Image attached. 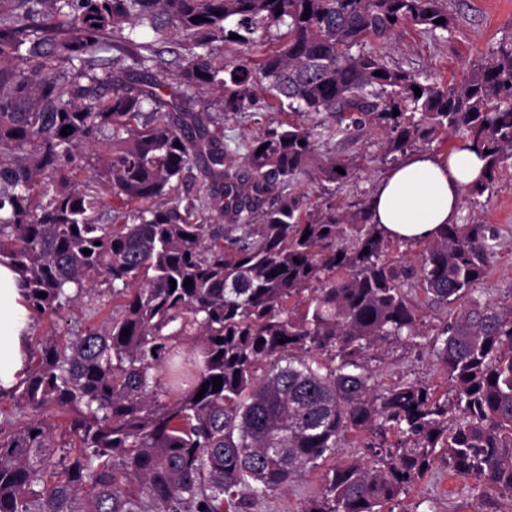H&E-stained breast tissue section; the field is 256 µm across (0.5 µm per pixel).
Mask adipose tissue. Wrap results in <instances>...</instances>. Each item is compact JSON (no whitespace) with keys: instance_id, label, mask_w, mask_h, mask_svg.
<instances>
[{"instance_id":"ef3b65f1","label":"adipose tissue","mask_w":512,"mask_h":512,"mask_svg":"<svg viewBox=\"0 0 512 512\" xmlns=\"http://www.w3.org/2000/svg\"><path fill=\"white\" fill-rule=\"evenodd\" d=\"M485 161L468 142L436 157L417 152L393 167L380 181L369 205L373 223L395 240L424 242L444 224L460 223L464 190L484 177ZM21 275L0 264V387L23 377L32 336V315Z\"/></svg>"}]
</instances>
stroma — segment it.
<instances>
[{"label": "stroma", "instance_id": "35a3bbf8", "mask_svg": "<svg viewBox=\"0 0 512 512\" xmlns=\"http://www.w3.org/2000/svg\"><path fill=\"white\" fill-rule=\"evenodd\" d=\"M454 25L445 37L418 32L412 25L401 26L383 42H372L391 67L410 70L421 76L451 83L461 80L483 63L504 38L512 36V0H447ZM269 97L257 90L256 102L248 110L225 118L224 140L235 158H242L247 143L260 135L292 122L317 132V159L349 158L354 162L350 178L343 185L315 180L312 173L297 174L284 185L287 193L308 195L311 203H335L350 210L369 200L384 174L394 165L387 156L383 130L374 123L337 133L339 117L330 112H282L269 108ZM463 221L467 224H491L498 230L497 246L489 260L486 277L476 285L477 291L491 301L512 303V168L500 174L489 197L480 206L463 203ZM424 249L417 242H391L390 252L404 258L409 274L404 289L416 305L427 333L445 323L448 313L430 304L422 288L419 257ZM112 310L110 293L82 299L56 314L33 318L32 335L42 339L48 333L71 337L87 325H104ZM382 385L400 380H421L437 392L448 387V376L437 361L430 344L396 343L381 360L369 361ZM322 468L309 469L287 491L259 500L251 512H304L318 499L322 489ZM488 495L479 493L470 478L449 479L448 469L435 462L429 472L403 496L390 503L391 512H505L506 501L490 508Z\"/></svg>", "mask_w": 512, "mask_h": 512}]
</instances>
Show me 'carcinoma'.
I'll return each mask as SVG.
<instances>
[{
  "mask_svg": "<svg viewBox=\"0 0 512 512\" xmlns=\"http://www.w3.org/2000/svg\"><path fill=\"white\" fill-rule=\"evenodd\" d=\"M404 24L442 36L453 22L446 0H0V263L34 315L101 285L113 301L105 328L39 340L0 391L31 413L0 428V512H250L352 431L365 452L325 471L307 512H384L437 459L512 503V304L474 288L495 230L445 224L425 242L422 286L452 312L428 338L369 203L277 192L310 166L342 184L349 161L317 159L316 133L288 123L237 165L222 121L189 110L208 88L242 112L262 83L279 110L341 113L338 134L382 122L390 153L459 137L484 152L466 189L479 204L512 168V38L442 84L364 50ZM273 30L277 49L247 54ZM107 196L123 223H99ZM208 205L230 223L195 221ZM418 338L447 391L379 386L366 356Z\"/></svg>",
  "mask_w": 512,
  "mask_h": 512,
  "instance_id": "cac0c4a2",
  "label": "carcinoma"
}]
</instances>
